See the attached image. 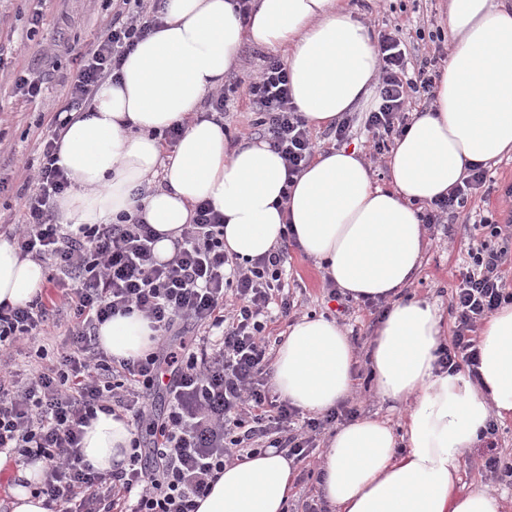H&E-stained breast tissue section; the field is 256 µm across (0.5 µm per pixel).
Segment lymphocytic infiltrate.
Returning <instances> with one entry per match:
<instances>
[{"label":"lymphocytic infiltrate","instance_id":"f902f5d3","mask_svg":"<svg viewBox=\"0 0 512 512\" xmlns=\"http://www.w3.org/2000/svg\"><path fill=\"white\" fill-rule=\"evenodd\" d=\"M122 2L95 48L80 56L66 104L53 113L41 142L35 188L21 199L23 220L5 232L21 257L41 265L45 283L29 303L0 306V352L50 335L63 310L73 316L56 365L42 366L43 346L35 352L38 365L23 375L0 356V453L43 461L38 493L54 512H196L226 464L266 448L305 460L315 437L344 413L334 409L307 419L300 434L284 432L298 411L271 393L266 328L271 307L284 316L294 307L281 282L287 244L240 266L225 253L224 220L207 202L196 205L192 224L164 262L156 260L157 234L139 212L75 232L55 223L53 202L70 186L58 164L61 131L164 14L165 0ZM377 48L381 103L366 113L364 126L380 155L408 126L409 91L430 92L439 79L444 53L435 48L410 77L395 32L379 31ZM288 84L285 62L271 57L248 94L257 125L295 176L317 146ZM486 182V169L474 167L423 213V224L459 214ZM468 256L455 291L456 330L439 350L440 365L451 371L476 370L477 324L512 301L501 275L506 250L481 242ZM134 312L151 322L155 345L143 357L114 360L101 349L98 328ZM157 396L167 404L161 416L150 403ZM100 411L123 412L135 431L149 435L133 440L126 469L108 475L85 463L80 449L84 426Z\"/></svg>","mask_w":512,"mask_h":512}]
</instances>
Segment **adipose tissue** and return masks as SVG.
<instances>
[{
  "mask_svg": "<svg viewBox=\"0 0 512 512\" xmlns=\"http://www.w3.org/2000/svg\"><path fill=\"white\" fill-rule=\"evenodd\" d=\"M237 0H168L159 29L127 55L119 81H104L91 105L74 112L61 138L59 166L74 189L55 201L62 223L109 224L131 212L148 175L163 183L142 216L160 235L158 261L174 253L196 204L224 218V248L250 265L276 246L282 229L315 259L342 295L388 300L368 352L378 396L408 402L402 433L372 418L328 438L321 487L331 512H501L482 487L461 491L460 458L478 447L490 422L512 420V302L480 332L479 380L438 364L443 316L407 298L424 248L421 210L460 184L471 164L512 158V0H450L448 62L435 106L419 113L388 157V184L374 185L357 151L317 156L287 186L283 159L268 142L225 148L221 121L202 113L222 88L243 42L282 49L294 104L316 128L335 125L371 99L379 58L369 29L348 0H251L240 21ZM183 124L172 154L159 132ZM43 268L0 237V304L33 299ZM149 320L134 312L98 328L115 360L154 346ZM356 354L336 321L303 316L289 326L272 364L282 400L311 414L351 394ZM135 438L126 418L98 413L84 428L81 452L103 474L127 467ZM9 512H48L33 489L42 461L15 463ZM293 463L269 448L225 467L197 512H288Z\"/></svg>",
  "mask_w": 512,
  "mask_h": 512,
  "instance_id": "1",
  "label": "adipose tissue"
}]
</instances>
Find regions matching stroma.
<instances>
[{"label": "stroma", "mask_w": 512, "mask_h": 512, "mask_svg": "<svg viewBox=\"0 0 512 512\" xmlns=\"http://www.w3.org/2000/svg\"><path fill=\"white\" fill-rule=\"evenodd\" d=\"M448 0H350L357 20L377 31L399 26V38L407 48L410 67H418L424 53L433 51L430 41L417 37L418 31L444 29ZM42 14L40 25H33L35 14ZM112 18V0H0V39L9 46L0 55V225L20 220L19 196L28 184L26 173L17 159L35 157L43 136L49 130L52 112L65 103L66 85L78 55L95 46L100 29ZM269 51L246 43L241 47L235 67L224 86L227 99L224 126L227 145L235 147L242 139L259 135L250 109L248 87L260 72ZM49 71L42 98L28 102L17 93L14 83L21 72ZM494 179L489 195L469 197L468 219H454L432 226L426 232V247L421 267L406 292L438 304L448 318H455L454 289L457 273L465 268L471 238L490 239L500 246V239L490 238L487 229L477 226L481 216L512 208L504 195L512 186V159L489 166ZM284 284L298 314L324 316L336 320L350 336L358 354L357 387L349 400L359 415L380 419L394 430H401L404 405L382 402L375 394L367 366V352L380 317L378 307L354 305L347 314L337 311L330 298L331 288L314 261L296 246H289ZM326 435H318L310 458L298 462V476L288 502V512H305V505L320 499V466ZM484 451L474 448L461 458V484L482 485L500 496L504 512H512V480L498 482L482 467Z\"/></svg>", "instance_id": "obj_1"}]
</instances>
